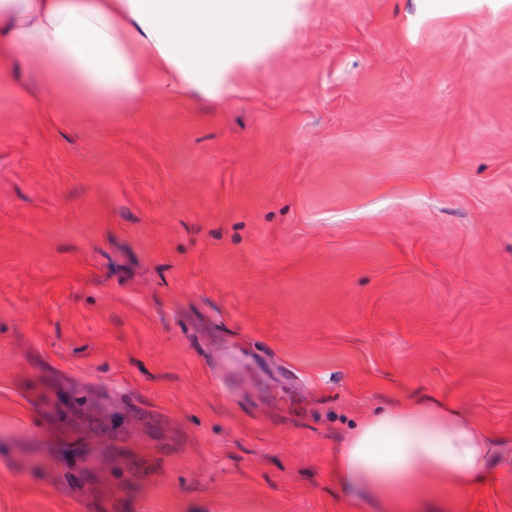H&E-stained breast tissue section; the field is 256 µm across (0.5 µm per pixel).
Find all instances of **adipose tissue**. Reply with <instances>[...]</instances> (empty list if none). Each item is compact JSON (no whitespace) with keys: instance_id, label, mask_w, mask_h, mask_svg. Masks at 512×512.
Segmentation results:
<instances>
[{"instance_id":"obj_1","label":"adipose tissue","mask_w":512,"mask_h":512,"mask_svg":"<svg viewBox=\"0 0 512 512\" xmlns=\"http://www.w3.org/2000/svg\"><path fill=\"white\" fill-rule=\"evenodd\" d=\"M289 0H0V92L28 103L22 77L41 63L42 81L75 109L164 92L221 106L233 68L270 42ZM512 447L445 395H425L362 420L339 445L336 478L348 512H384L393 486L420 477L465 492L494 481Z\"/></svg>"}]
</instances>
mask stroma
Returning <instances> with one entry per match:
<instances>
[{
  "mask_svg": "<svg viewBox=\"0 0 512 512\" xmlns=\"http://www.w3.org/2000/svg\"><path fill=\"white\" fill-rule=\"evenodd\" d=\"M229 82L0 98V512H83L21 426L74 377L183 425L137 512H346L339 438L413 393L512 430V0H294ZM444 494L512 512V458Z\"/></svg>",
  "mask_w": 512,
  "mask_h": 512,
  "instance_id": "stroma-1",
  "label": "stroma"
}]
</instances>
